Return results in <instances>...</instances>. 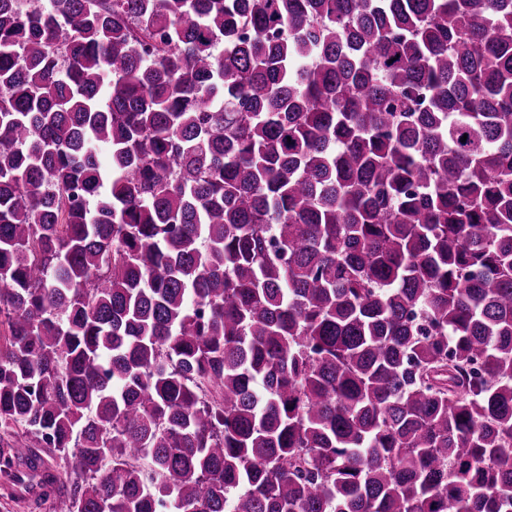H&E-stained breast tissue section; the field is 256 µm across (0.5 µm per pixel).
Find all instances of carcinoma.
I'll return each mask as SVG.
<instances>
[{
    "mask_svg": "<svg viewBox=\"0 0 512 512\" xmlns=\"http://www.w3.org/2000/svg\"><path fill=\"white\" fill-rule=\"evenodd\" d=\"M0 326L38 507L512 512V0H0Z\"/></svg>",
    "mask_w": 512,
    "mask_h": 512,
    "instance_id": "cac0c4a2",
    "label": "carcinoma"
}]
</instances>
